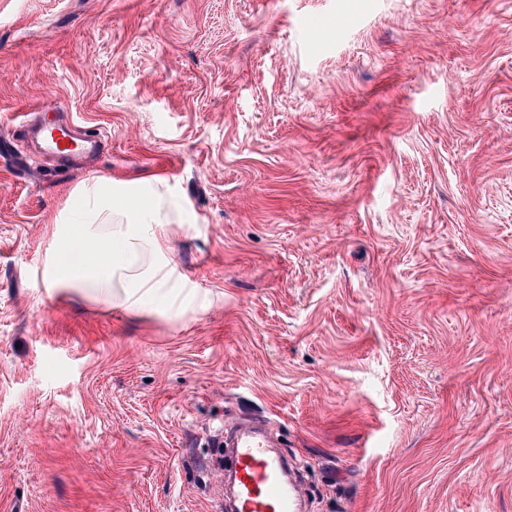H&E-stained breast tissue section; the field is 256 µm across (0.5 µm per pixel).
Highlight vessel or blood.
I'll return each instance as SVG.
<instances>
[{"label":"vessel or blood","instance_id":"obj_1","mask_svg":"<svg viewBox=\"0 0 512 512\" xmlns=\"http://www.w3.org/2000/svg\"><path fill=\"white\" fill-rule=\"evenodd\" d=\"M36 136L59 158L74 162L85 139L76 124L59 113H43ZM234 512H302L298 487L288 476V463L272 448L261 425L241 426L230 436Z\"/></svg>","mask_w":512,"mask_h":512}]
</instances>
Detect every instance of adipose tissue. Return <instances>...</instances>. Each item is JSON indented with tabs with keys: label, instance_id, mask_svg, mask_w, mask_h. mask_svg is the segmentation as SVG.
Here are the masks:
<instances>
[{
	"label": "adipose tissue",
	"instance_id": "1",
	"mask_svg": "<svg viewBox=\"0 0 512 512\" xmlns=\"http://www.w3.org/2000/svg\"><path fill=\"white\" fill-rule=\"evenodd\" d=\"M170 222L152 182L96 177L71 196V215L63 219L44 264L48 287L81 290L137 309L161 292L180 287L161 255ZM72 260L62 264L63 249Z\"/></svg>",
	"mask_w": 512,
	"mask_h": 512
}]
</instances>
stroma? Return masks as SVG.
Listing matches in <instances>:
<instances>
[{
  "instance_id": "35a3bbf8",
  "label": "stroma",
  "mask_w": 512,
  "mask_h": 512,
  "mask_svg": "<svg viewBox=\"0 0 512 512\" xmlns=\"http://www.w3.org/2000/svg\"><path fill=\"white\" fill-rule=\"evenodd\" d=\"M99 176L179 297L46 287ZM254 417L308 512H512V0H0V512H220ZM31 127L35 135L66 162L77 161L83 153L84 143L88 142L72 120L57 112H43L39 123Z\"/></svg>"
}]
</instances>
